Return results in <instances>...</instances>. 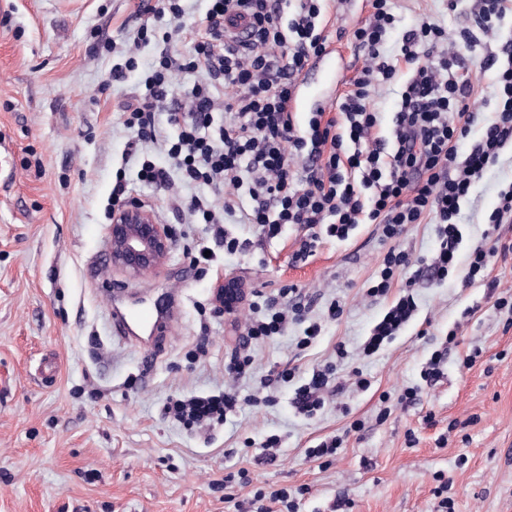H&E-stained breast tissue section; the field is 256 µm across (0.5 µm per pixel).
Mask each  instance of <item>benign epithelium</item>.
I'll use <instances>...</instances> for the list:
<instances>
[{
    "label": "benign epithelium",
    "mask_w": 512,
    "mask_h": 512,
    "mask_svg": "<svg viewBox=\"0 0 512 512\" xmlns=\"http://www.w3.org/2000/svg\"><path fill=\"white\" fill-rule=\"evenodd\" d=\"M108 245L112 266L129 278L153 274L173 247V236L154 211L137 199L112 209Z\"/></svg>",
    "instance_id": "1"
}]
</instances>
